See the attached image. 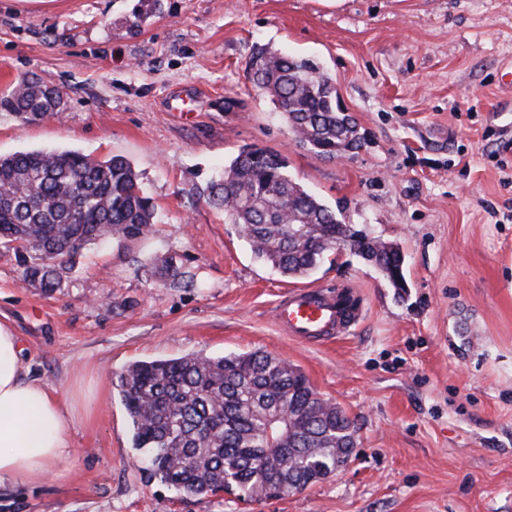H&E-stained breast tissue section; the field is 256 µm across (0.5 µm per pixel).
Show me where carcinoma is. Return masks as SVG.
<instances>
[{"mask_svg":"<svg viewBox=\"0 0 512 512\" xmlns=\"http://www.w3.org/2000/svg\"><path fill=\"white\" fill-rule=\"evenodd\" d=\"M247 76L286 120L307 152L335 159L364 144L342 110L333 79L313 60L257 48ZM58 91L22 80L0 108L22 121L55 114ZM206 201L224 210L256 259L288 278L312 275L343 245L374 265L397 291L405 255L345 221L288 173L280 154L247 146L224 165ZM155 206L132 164L78 151L31 150L0 157V246L22 278L51 293L79 249L106 237H134L155 223ZM116 387L133 445L150 450V476L177 493H232L243 501L277 498L334 474L356 445L353 422L288 362L259 351L137 361ZM288 418L279 419L280 407Z\"/></svg>","mask_w":512,"mask_h":512,"instance_id":"cac0c4a2","label":"carcinoma"}]
</instances>
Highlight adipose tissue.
I'll use <instances>...</instances> for the list:
<instances>
[{
	"label": "adipose tissue",
	"mask_w": 512,
	"mask_h": 512,
	"mask_svg": "<svg viewBox=\"0 0 512 512\" xmlns=\"http://www.w3.org/2000/svg\"><path fill=\"white\" fill-rule=\"evenodd\" d=\"M17 336L0 323V487L24 488L61 476L76 459L68 425L74 401L31 377Z\"/></svg>",
	"instance_id": "obj_1"
}]
</instances>
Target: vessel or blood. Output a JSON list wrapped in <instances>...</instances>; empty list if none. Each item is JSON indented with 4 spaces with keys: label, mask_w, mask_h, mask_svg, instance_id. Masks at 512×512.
I'll list each match as a JSON object with an SVG mask.
<instances>
[{
    "label": "vessel or blood",
    "mask_w": 512,
    "mask_h": 512,
    "mask_svg": "<svg viewBox=\"0 0 512 512\" xmlns=\"http://www.w3.org/2000/svg\"><path fill=\"white\" fill-rule=\"evenodd\" d=\"M336 294L320 288L289 290L276 306L278 325L303 342H326L353 327L359 314L336 305Z\"/></svg>",
    "instance_id": "b4317fda"
}]
</instances>
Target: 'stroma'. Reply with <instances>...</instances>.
<instances>
[{"label":"stroma","instance_id":"stroma-1","mask_svg":"<svg viewBox=\"0 0 512 512\" xmlns=\"http://www.w3.org/2000/svg\"><path fill=\"white\" fill-rule=\"evenodd\" d=\"M260 45L318 61L364 147L335 161L298 147L247 78ZM24 78L51 82L63 109L36 124L0 110V156L124 157L157 222L86 245L50 294L0 250V322L32 376L94 395L69 426L67 476L1 487L0 512H512V0H0V95ZM250 145L399 244L405 293L343 249L302 283L349 292L358 324L326 343L280 329L272 308L302 283L201 198ZM247 351L346 411L347 466L249 502L151 478L114 375Z\"/></svg>","mask_w":512,"mask_h":512}]
</instances>
